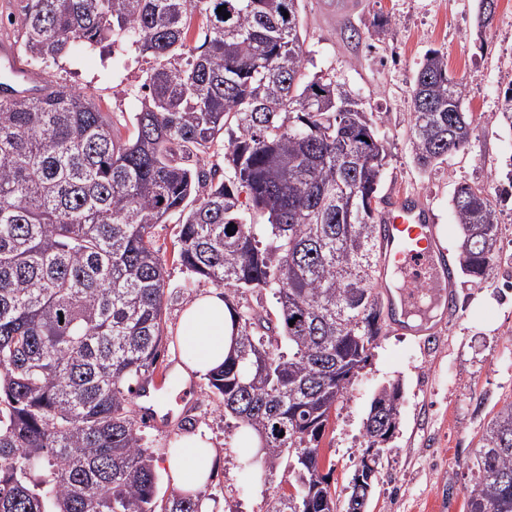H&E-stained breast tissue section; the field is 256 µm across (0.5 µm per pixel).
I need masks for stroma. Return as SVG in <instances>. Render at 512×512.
<instances>
[{
  "label": "stroma",
  "instance_id": "1",
  "mask_svg": "<svg viewBox=\"0 0 512 512\" xmlns=\"http://www.w3.org/2000/svg\"><path fill=\"white\" fill-rule=\"evenodd\" d=\"M299 13L309 72L335 69L387 136L388 157L380 193H417L431 206L450 253L458 226L451 198L458 184L486 187L496 205L501 234L498 260L481 282L457 275L451 318L435 313L433 336L383 333L368 366L353 379L333 411L319 445L332 463L331 484L345 502L364 447L363 421L375 390L397 379L403 386L398 428L382 459L370 512H466L467 462L484 427L512 402V127L500 112L512 85V0H498L491 25L478 27V0H301ZM431 49L448 55V71L465 85L464 108L478 129L464 150L438 167L419 169L408 140L411 83ZM148 66L135 48L116 53L74 46L53 67L56 80L92 94L116 126L128 124ZM164 375L149 399L156 416L143 425L154 453L162 493L174 487L163 463L178 446L184 414L197 420L220 456L207 491L217 512H265L266 502L291 475L277 470L257 479L240 465L244 434L228 426L205 380L182 383L173 357L181 311L210 284L194 283L178 263H168ZM192 291H184L186 282Z\"/></svg>",
  "mask_w": 512,
  "mask_h": 512
}]
</instances>
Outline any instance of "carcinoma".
I'll use <instances>...</instances> for the list:
<instances>
[{
  "mask_svg": "<svg viewBox=\"0 0 512 512\" xmlns=\"http://www.w3.org/2000/svg\"><path fill=\"white\" fill-rule=\"evenodd\" d=\"M299 2L24 0L20 50L43 84L0 88V512H199L191 493L159 495L134 409L165 338L151 228L172 218L177 261L233 312L232 349L206 380L260 440L245 466L292 460L307 481L266 512H336L319 442L385 325L386 138L334 72L307 73ZM76 41L152 59L126 132L50 78ZM464 96L447 54L429 50L408 128L419 168L471 140ZM220 149L221 175L207 162ZM451 206L461 269L481 281L497 260L496 208L466 183ZM255 289L274 309L234 303ZM400 399L398 382L373 397L359 466L393 437ZM469 470L467 512H512V402ZM378 477L351 486V512H368Z\"/></svg>",
  "mask_w": 512,
  "mask_h": 512,
  "instance_id": "obj_1",
  "label": "carcinoma"
}]
</instances>
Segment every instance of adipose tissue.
<instances>
[{"instance_id":"ef3b65f1","label":"adipose tissue","mask_w":512,"mask_h":512,"mask_svg":"<svg viewBox=\"0 0 512 512\" xmlns=\"http://www.w3.org/2000/svg\"><path fill=\"white\" fill-rule=\"evenodd\" d=\"M232 345L231 318L224 295L212 291L192 298L185 306L178 330L179 357L194 377L218 368ZM177 492L204 489L219 466V457L198 433L182 435L179 446L165 461Z\"/></svg>"}]
</instances>
